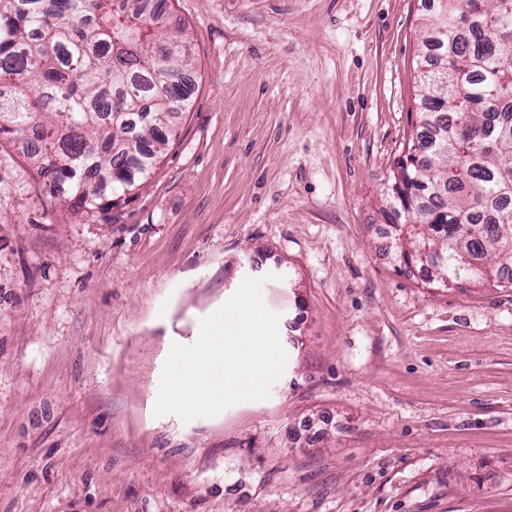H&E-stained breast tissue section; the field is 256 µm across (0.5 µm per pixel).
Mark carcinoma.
I'll return each instance as SVG.
<instances>
[{"label": "carcinoma", "instance_id": "obj_1", "mask_svg": "<svg viewBox=\"0 0 512 512\" xmlns=\"http://www.w3.org/2000/svg\"><path fill=\"white\" fill-rule=\"evenodd\" d=\"M421 43L419 132L383 209L398 271L512 289V0H447ZM192 68L145 0H0V84L18 89L0 98V137H36L25 157L49 196L94 218L157 167Z\"/></svg>", "mask_w": 512, "mask_h": 512}]
</instances>
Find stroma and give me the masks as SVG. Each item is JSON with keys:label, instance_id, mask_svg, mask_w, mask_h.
I'll return each mask as SVG.
<instances>
[{"label": "stroma", "instance_id": "35a3bbf8", "mask_svg": "<svg viewBox=\"0 0 512 512\" xmlns=\"http://www.w3.org/2000/svg\"><path fill=\"white\" fill-rule=\"evenodd\" d=\"M197 63L104 218L0 138V512H512V289L381 255L432 0H167ZM261 277L268 399L155 416L172 344Z\"/></svg>", "mask_w": 512, "mask_h": 512}]
</instances>
